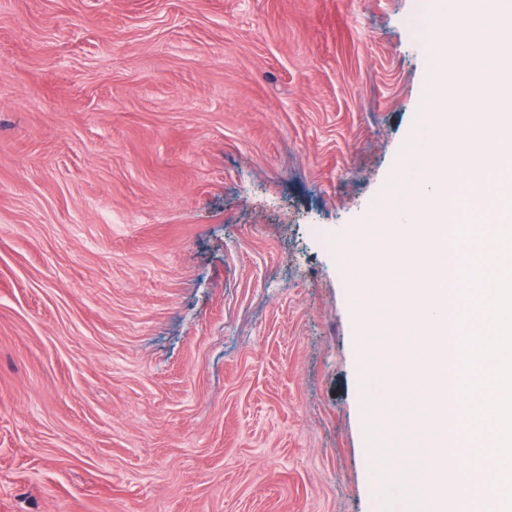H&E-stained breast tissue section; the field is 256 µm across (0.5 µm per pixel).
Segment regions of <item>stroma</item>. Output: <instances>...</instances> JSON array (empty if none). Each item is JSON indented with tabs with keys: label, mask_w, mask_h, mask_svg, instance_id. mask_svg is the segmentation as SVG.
<instances>
[{
	"label": "stroma",
	"mask_w": 512,
	"mask_h": 512,
	"mask_svg": "<svg viewBox=\"0 0 512 512\" xmlns=\"http://www.w3.org/2000/svg\"><path fill=\"white\" fill-rule=\"evenodd\" d=\"M433 0H0V512H384L350 234Z\"/></svg>",
	"instance_id": "35a3bbf8"
}]
</instances>
